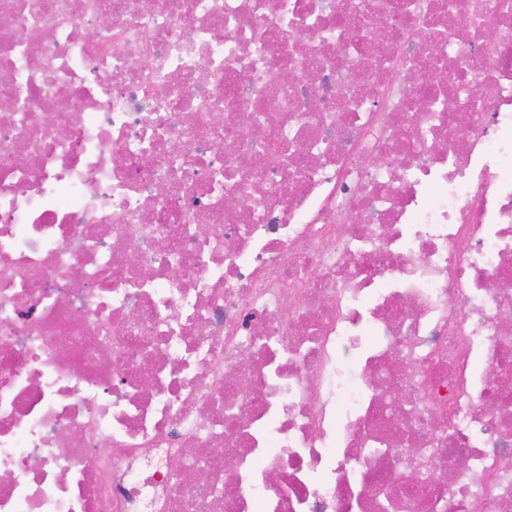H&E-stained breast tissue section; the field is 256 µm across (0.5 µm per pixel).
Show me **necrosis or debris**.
<instances>
[{
	"instance_id": "necrosis-or-debris-1",
	"label": "necrosis or debris",
	"mask_w": 512,
	"mask_h": 512,
	"mask_svg": "<svg viewBox=\"0 0 512 512\" xmlns=\"http://www.w3.org/2000/svg\"><path fill=\"white\" fill-rule=\"evenodd\" d=\"M3 98L0 512H512V0H0Z\"/></svg>"
}]
</instances>
